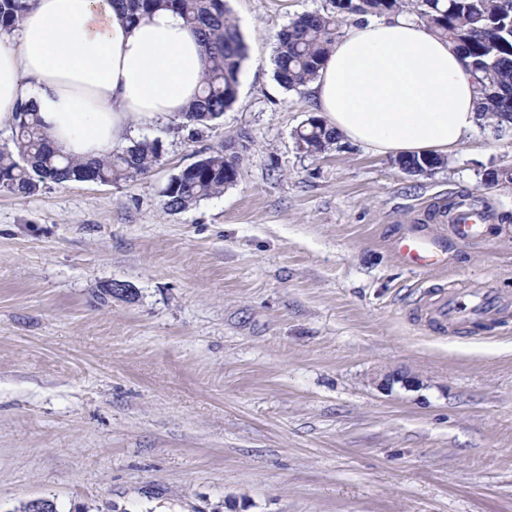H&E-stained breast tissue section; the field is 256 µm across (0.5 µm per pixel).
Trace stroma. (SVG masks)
<instances>
[{"label": "stroma", "mask_w": 512, "mask_h": 512, "mask_svg": "<svg viewBox=\"0 0 512 512\" xmlns=\"http://www.w3.org/2000/svg\"><path fill=\"white\" fill-rule=\"evenodd\" d=\"M325 0H228L248 46L238 95L150 171L0 191V512H512V317L435 332L433 288L512 294V137L474 130L410 175L340 139L300 152L310 92L274 77L278 32ZM237 182L184 211L172 175L228 139ZM467 193L483 238L415 270L393 250ZM116 280L134 300H101ZM387 372L416 378L381 389Z\"/></svg>", "instance_id": "1"}]
</instances>
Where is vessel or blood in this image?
I'll use <instances>...</instances> for the list:
<instances>
[{"label": "vessel or blood", "instance_id": "vessel-or-blood-1", "mask_svg": "<svg viewBox=\"0 0 512 512\" xmlns=\"http://www.w3.org/2000/svg\"><path fill=\"white\" fill-rule=\"evenodd\" d=\"M484 219L463 208L457 211L449 232L460 243H474L483 236ZM396 252L410 266L427 268L444 265L447 251L439 236L413 233L394 244ZM430 323L442 330H455L492 316L512 314V296L488 288H450L436 294L425 308Z\"/></svg>", "mask_w": 512, "mask_h": 512}]
</instances>
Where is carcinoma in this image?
<instances>
[{
    "label": "carcinoma",
    "instance_id": "obj_1",
    "mask_svg": "<svg viewBox=\"0 0 512 512\" xmlns=\"http://www.w3.org/2000/svg\"><path fill=\"white\" fill-rule=\"evenodd\" d=\"M117 10L136 22L162 8L179 11L201 39L208 58L199 96L184 113L191 135L220 119L237 98L238 74L247 46L229 16L226 0H112ZM31 0H0V30L17 27ZM408 13L470 59L478 127L492 134L512 127V18L503 0H328L322 10L293 19L277 34L275 77L287 90L302 91L317 76L336 43L339 29L353 17H389ZM304 153L318 155L335 146L340 135L317 117H309L294 134ZM247 145L229 141L184 167L169 180L162 196L171 211L191 208L233 185ZM159 140L147 138L112 154L79 160L60 153L41 129L31 108L15 113L13 148L0 147V191L34 196L49 184L98 182L119 184L146 174L159 161ZM447 164L438 155L399 157L400 168L424 162Z\"/></svg>",
    "mask_w": 512,
    "mask_h": 512
}]
</instances>
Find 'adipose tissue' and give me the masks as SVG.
Here are the masks:
<instances>
[{
  "instance_id": "adipose-tissue-1",
  "label": "adipose tissue",
  "mask_w": 512,
  "mask_h": 512,
  "mask_svg": "<svg viewBox=\"0 0 512 512\" xmlns=\"http://www.w3.org/2000/svg\"><path fill=\"white\" fill-rule=\"evenodd\" d=\"M206 66L178 12L133 24L112 0H34L0 30V129L26 103L60 152L101 158L132 124L181 118ZM309 90L339 134L385 155L441 154L476 127L467 59L409 16L352 23Z\"/></svg>"
}]
</instances>
